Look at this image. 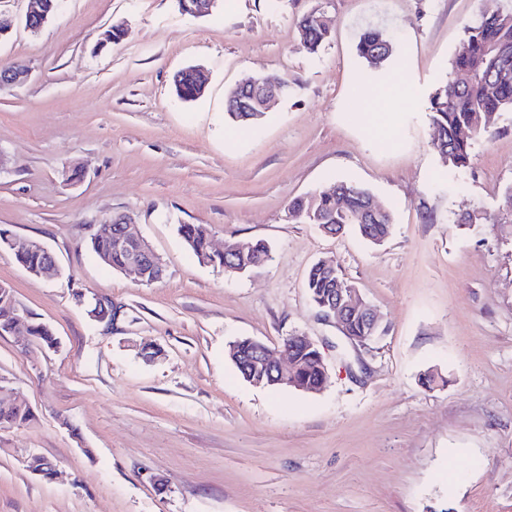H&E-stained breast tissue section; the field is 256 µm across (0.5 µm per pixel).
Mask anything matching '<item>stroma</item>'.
<instances>
[{
    "label": "stroma",
    "mask_w": 512,
    "mask_h": 512,
    "mask_svg": "<svg viewBox=\"0 0 512 512\" xmlns=\"http://www.w3.org/2000/svg\"><path fill=\"white\" fill-rule=\"evenodd\" d=\"M506 0H62L36 33L0 39V64L30 68L0 88V229L40 241L61 270H25L0 249L13 289L58 341L0 336V380L32 408L0 429V512H512V112L479 137L468 167L432 147L428 102L458 80L466 26ZM319 11L332 35L317 52L297 21ZM118 25V41L102 34ZM369 27L396 38L371 67ZM207 71L184 101L175 75ZM286 78L258 123L225 114L228 91ZM385 135L370 105L397 80ZM368 189L393 230L380 246L324 234L288 214L338 182ZM473 215L470 224L462 223ZM124 216L163 259L145 285L87 249L89 227ZM207 225L263 240L258 272L226 275L177 232ZM332 262L381 317L348 342L312 306L306 277ZM121 305L97 324L79 294ZM319 349L315 393L255 387L229 357L253 338L280 351L292 335ZM160 347L159 357L141 349ZM432 369L445 382L428 389ZM39 454L53 479L28 471Z\"/></svg>",
    "instance_id": "1"
}]
</instances>
